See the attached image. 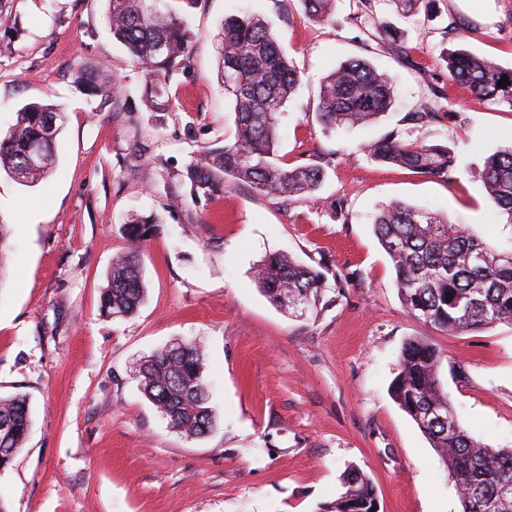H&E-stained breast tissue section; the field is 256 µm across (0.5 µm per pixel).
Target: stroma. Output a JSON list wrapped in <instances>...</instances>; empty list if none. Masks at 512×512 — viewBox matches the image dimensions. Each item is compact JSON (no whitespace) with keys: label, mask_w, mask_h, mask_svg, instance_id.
Returning <instances> with one entry per match:
<instances>
[{"label":"stroma","mask_w":512,"mask_h":512,"mask_svg":"<svg viewBox=\"0 0 512 512\" xmlns=\"http://www.w3.org/2000/svg\"><path fill=\"white\" fill-rule=\"evenodd\" d=\"M387 33L359 38V0H336L326 22L301 0H197L189 62L172 102L152 112L143 76L104 21V0H0V130L29 103L65 114L50 180L24 186L0 171V224L11 263L0 280V396L29 399L33 426L0 473L8 512H319L362 469L379 512H460L458 491L430 441L391 394L403 345L428 337L460 423L512 448V325L448 335L403 305L372 217L400 201L471 226L512 250V222L478 177L512 142V109L448 84L445 57L464 48L512 68V0H421L415 15L373 0ZM269 20L299 72L277 117L289 167L316 164L315 196L285 201L247 184L193 195L185 177L200 151L235 137L217 76L214 37L225 15ZM389 75L393 102L368 126L329 133L316 118L320 83L350 58ZM112 75L120 97L85 94L76 70ZM432 105L423 127L408 113ZM448 146L451 177L372 160L390 131ZM40 204L38 220L22 214ZM156 215L141 251L146 300L128 318L100 312L130 214ZM285 252L325 277L313 311L294 317L258 289L252 270ZM176 341L205 351L218 416L206 437L171 429L135 375Z\"/></svg>","instance_id":"35a3bbf8"}]
</instances>
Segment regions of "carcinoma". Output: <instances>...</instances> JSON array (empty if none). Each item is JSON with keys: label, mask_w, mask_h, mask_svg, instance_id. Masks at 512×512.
<instances>
[{"label": "carcinoma", "mask_w": 512, "mask_h": 512, "mask_svg": "<svg viewBox=\"0 0 512 512\" xmlns=\"http://www.w3.org/2000/svg\"><path fill=\"white\" fill-rule=\"evenodd\" d=\"M105 22L112 37L128 49L145 78L143 97L150 111L164 112L168 82L186 65L194 35L185 12L170 0H106ZM335 0H302L315 22L329 20ZM218 75L235 114V141L205 152L186 169L195 194L238 182L255 191L292 199L313 196L324 178L317 165L289 169L275 151L277 116L291 99L300 77L277 42L272 26L258 16L230 15L220 30ZM448 84L512 109V69L464 49L446 57ZM508 85L498 86L502 76ZM77 82L90 96L115 97L108 76L86 67ZM392 102L388 78L365 59H350L322 80L317 117L326 130L369 124ZM55 125L47 124L49 118ZM62 113L51 104H28L0 135V169L26 186L45 182L55 164V142ZM374 160L416 174L444 177L454 169L455 155L445 145L408 141L391 132L365 145ZM479 178L500 213L512 222V144L485 161ZM152 216H135L126 224L128 251L117 256L101 293V313L130 316L146 297L139 264L141 244L156 232ZM374 232L396 270V282L409 313L433 328L454 335L481 332L499 323L512 324V260L487 245L472 228L453 230L448 218L428 209L396 202L380 210ZM254 281L269 301L285 311H305L316 302L324 277L292 256L274 253L255 267ZM441 351L416 337L405 343L392 393L402 409L437 450L456 483L461 512H512V448H491L464 428L453 413L440 378ZM204 353L195 344L162 348L147 356L139 374L144 396L189 439L203 438L216 425L203 376ZM9 424L6 446H0V473L13 462L31 427L26 396L0 397V425ZM346 490L322 512H378L374 484L352 469Z\"/></svg>", "instance_id": "1"}]
</instances>
